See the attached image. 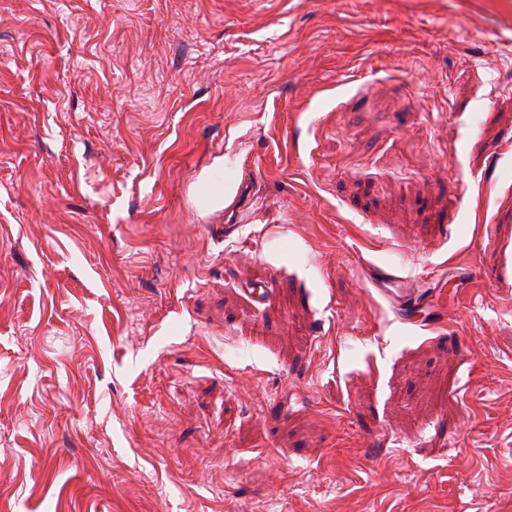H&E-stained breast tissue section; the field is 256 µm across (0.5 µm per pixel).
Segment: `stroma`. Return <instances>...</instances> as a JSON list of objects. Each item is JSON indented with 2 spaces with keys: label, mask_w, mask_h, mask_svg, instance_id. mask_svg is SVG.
<instances>
[{
  "label": "stroma",
  "mask_w": 512,
  "mask_h": 512,
  "mask_svg": "<svg viewBox=\"0 0 512 512\" xmlns=\"http://www.w3.org/2000/svg\"><path fill=\"white\" fill-rule=\"evenodd\" d=\"M0 512H512V0H0ZM369 278L375 288L389 297L395 304L399 314L405 315L404 303L412 296L413 283L405 277H401L388 269L374 266L369 270Z\"/></svg>",
  "instance_id": "stroma-1"
}]
</instances>
